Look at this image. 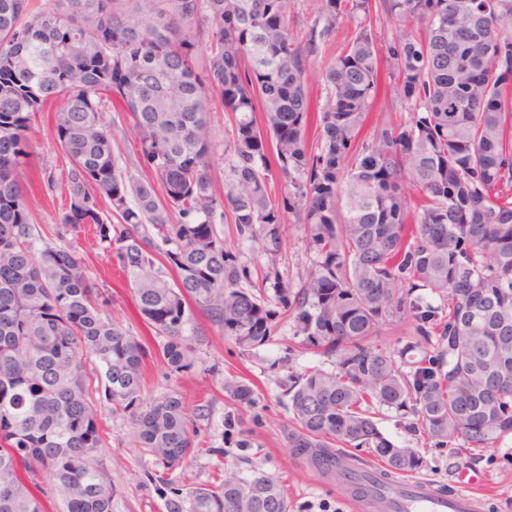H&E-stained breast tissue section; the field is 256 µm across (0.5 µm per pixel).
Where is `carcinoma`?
I'll list each match as a JSON object with an SVG mask.
<instances>
[{
  "label": "carcinoma",
  "instance_id": "obj_1",
  "mask_svg": "<svg viewBox=\"0 0 512 512\" xmlns=\"http://www.w3.org/2000/svg\"><path fill=\"white\" fill-rule=\"evenodd\" d=\"M28 4L0 0V512H45L43 471L64 512H112L104 406L129 413L135 442L162 462L195 452L178 394L143 403L151 350L103 313V288L66 242L83 224L96 225L143 323L165 338L171 370L193 363L195 308L248 350L270 341L283 312L305 347L336 359L330 373L289 375L288 444L374 512H385L375 480L336 448L369 449L387 478L424 457L385 437L368 404L408 410L413 430L453 453L512 435V0H320L300 38L288 0ZM380 14L403 25L383 47ZM345 16L356 31L314 113L306 79ZM383 62L411 112L363 137ZM213 92L232 124L222 197ZM114 97L147 181L116 165L103 117ZM53 102L70 204L46 232L29 208L27 131ZM275 174L288 186L278 201ZM287 214L315 256L297 284L277 267ZM217 216L258 244L274 298L242 286L248 270L224 248ZM402 318L405 344L373 341ZM188 498L190 512H288L277 483L234 470Z\"/></svg>",
  "mask_w": 512,
  "mask_h": 512
}]
</instances>
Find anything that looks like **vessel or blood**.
Listing matches in <instances>:
<instances>
[{"instance_id":"1","label":"vessel or blood","mask_w":512,"mask_h":512,"mask_svg":"<svg viewBox=\"0 0 512 512\" xmlns=\"http://www.w3.org/2000/svg\"><path fill=\"white\" fill-rule=\"evenodd\" d=\"M389 500L392 512H476L477 504L476 497L464 490L437 494L425 479L396 481Z\"/></svg>"}]
</instances>
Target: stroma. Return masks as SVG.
<instances>
[{
	"label": "stroma",
	"mask_w": 512,
	"mask_h": 512,
	"mask_svg": "<svg viewBox=\"0 0 512 512\" xmlns=\"http://www.w3.org/2000/svg\"><path fill=\"white\" fill-rule=\"evenodd\" d=\"M355 30L350 18H342L329 38L318 64L310 71L308 84L314 101L325 103L324 74ZM104 120L112 131L113 153L122 171H133L137 144L127 113L107 108ZM208 122L214 150V189L224 191L227 157L224 148L231 127L219 101H212ZM54 113L45 111L34 119L28 136L33 166L52 178V185L38 184L30 198L34 223L58 224L69 203L64 187L68 160L54 130ZM226 247L238 255L251 271L253 284L273 295L272 284L263 282L265 256L253 244L238 236L233 224H218ZM72 245L83 260L89 276L105 290L102 308L122 328L145 336L153 356L145 362L143 397L153 400L163 394L178 393L195 429L197 449L187 461L167 465L149 456L133 438L129 414L103 412L100 421L105 444L101 450L109 477L118 493L112 512H172L173 504L187 505L189 489L216 483L224 469L241 477L265 475L283 489L289 512H353V496L346 494L336 478L328 476L297 458L289 448L286 431L291 409L286 394L288 377L313 368L333 371V359L302 348L291 321L281 319L270 342L247 351L200 312L192 325L194 364L190 369L173 371L159 354L161 339L149 336L136 314L133 293L126 275L114 256L105 249L95 226H83L72 237ZM304 229L293 216H286L283 247L278 267L283 280L299 281L313 264ZM241 381L254 391L251 404L234 399L228 386ZM379 430L401 447L417 449L425 465L421 478L454 492L462 488L463 474L473 475L472 489L479 512H512V440L499 442L493 449H472L450 454L448 449L426 444L423 436L409 426V415L396 409L372 405Z\"/></svg>",
	"instance_id": "1"
}]
</instances>
